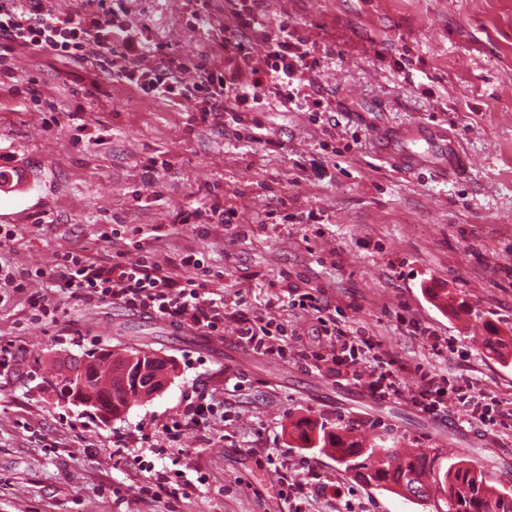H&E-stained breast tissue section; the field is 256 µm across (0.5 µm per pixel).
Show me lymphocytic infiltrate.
<instances>
[{
  "label": "lymphocytic infiltrate",
  "mask_w": 512,
  "mask_h": 512,
  "mask_svg": "<svg viewBox=\"0 0 512 512\" xmlns=\"http://www.w3.org/2000/svg\"><path fill=\"white\" fill-rule=\"evenodd\" d=\"M225 24L211 21L210 0H195L191 24L202 30L223 58L201 54L174 66H145L141 60L151 53L146 25L125 19L123 6L98 0L91 12L53 13L44 10L41 0H0V78L13 79V55L20 49L45 50L59 61L90 65L111 74L114 83L142 97L175 105L192 103L196 118L204 123L248 129L252 143H268V134L253 114L264 98L271 97L281 107L307 113L319 122L327 111L322 95L307 91L302 75L320 63L297 29L288 23L262 33L256 32L253 0H228ZM261 38V60L252 56L254 38ZM177 224H235L236 209L225 207L220 197L205 202L189 201L179 206ZM181 267L190 276L173 277L152 258V248L143 242L139 229H132L124 250L113 255L111 264H100L82 251L57 254L53 269L9 271L0 275L5 285L22 291L38 280L71 296L96 302L118 301L141 309L173 324L190 325L208 336L224 333V297L208 291V283L223 279L221 267L206 262L202 253L187 250L180 254ZM287 304L304 314L314 315L332 343L326 354H311L309 366H339L341 373L358 378L368 374V388L383 400L407 399L420 409L438 415L450 405L466 409L470 419L493 431L512 425V409L465 380L449 384L442 370L452 348L449 339L436 336L426 326H416L425 346L436 358L432 369L411 368L383 350L380 342L366 338L361 346L348 342L349 330L327 312L321 290L288 286ZM238 339L252 350L280 359L287 358L282 342L285 325L264 315L236 314ZM414 372L416 387H407L404 375Z\"/></svg>",
  "instance_id": "lymphocytic-infiltrate-1"
}]
</instances>
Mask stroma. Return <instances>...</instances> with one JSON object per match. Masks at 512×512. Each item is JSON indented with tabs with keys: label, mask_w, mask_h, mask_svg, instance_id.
<instances>
[{
	"label": "stroma",
	"mask_w": 512,
	"mask_h": 512,
	"mask_svg": "<svg viewBox=\"0 0 512 512\" xmlns=\"http://www.w3.org/2000/svg\"><path fill=\"white\" fill-rule=\"evenodd\" d=\"M188 3L126 7L179 60L209 46L186 24ZM254 12L264 28L285 19L334 49L315 75L336 119L334 147L306 113L275 103L258 114L274 140L261 146L194 122L193 105L150 101L91 66L18 51V83L34 82L57 111L81 109L87 141L74 144L68 120L46 128L40 107L0 84V170L19 178L0 191V225L20 232L0 250V266L48 269L57 253L82 248L110 259L124 241H98L100 225L150 231L170 223L187 195L208 199L217 184L239 224L177 226L153 245L163 267L185 250L204 253L224 269L210 289L227 311L272 313L293 331L295 352H322L330 341L315 317L287 307V283L322 290L350 330L425 365L428 351L408 325L417 320L462 348L449 355V373L512 403V359L481 342L491 327L512 334V0H256ZM403 126L426 132L416 148L428 163L415 172L396 171L377 151L378 133ZM437 128L459 149L460 173L448 172L430 139ZM97 135L103 144H90ZM152 157L159 166L149 175ZM283 197L296 222L259 223ZM311 211L321 224L306 223ZM446 292L459 314L443 308ZM45 295L57 322L32 321L28 293L0 286V340H13L16 354L0 371V512H287L277 465L292 482L308 481L316 466L327 483L354 490V512H435L433 501L363 486L330 457L299 448L288 431L301 417L364 423L400 447L438 451L444 468L482 462L512 489V429L484 431L458 407L435 416L379 399L365 382L309 368L295 353H256L230 321L220 336L192 327L174 336L169 322L119 302ZM144 343L176 371L120 418L97 419L46 387L59 358ZM195 389L219 402L218 413L152 458L156 469L179 467L189 494L140 500L139 450H117L115 439L178 418Z\"/></svg>",
	"instance_id": "obj_1"
}]
</instances>
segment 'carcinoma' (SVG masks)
<instances>
[{"mask_svg":"<svg viewBox=\"0 0 512 512\" xmlns=\"http://www.w3.org/2000/svg\"><path fill=\"white\" fill-rule=\"evenodd\" d=\"M488 348L499 358L512 357V336H501L492 331L487 338ZM131 354L139 358L110 360L111 354H86V359L71 364L76 379L60 373L55 375V390L60 396L77 405L93 396L103 379L111 378V415L124 414L130 403L142 397V390L153 373L166 371L171 376L175 366L169 359L149 357L152 350L132 348ZM291 433L296 435L300 447L316 448L332 457L347 473L367 487H380L397 494L416 483L430 486L440 494L443 506L437 512H512V492L500 489L497 477L485 467L471 460H461L456 466L440 471L438 456L417 450H405L396 444L388 445L378 438L367 440L358 436L353 427L330 429L325 424L309 418L291 422Z\"/></svg>","mask_w":512,"mask_h":512,"instance_id":"carcinoma-1","label":"carcinoma"}]
</instances>
